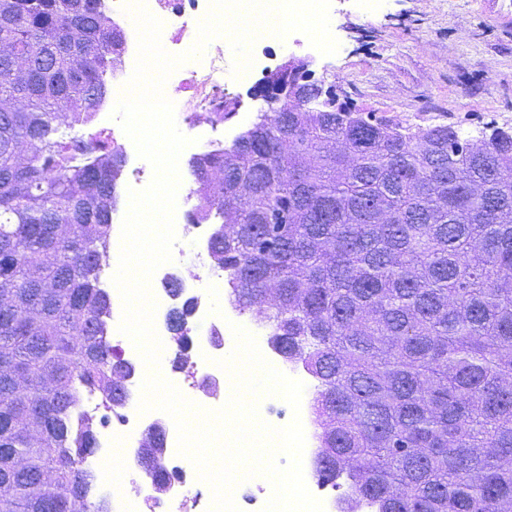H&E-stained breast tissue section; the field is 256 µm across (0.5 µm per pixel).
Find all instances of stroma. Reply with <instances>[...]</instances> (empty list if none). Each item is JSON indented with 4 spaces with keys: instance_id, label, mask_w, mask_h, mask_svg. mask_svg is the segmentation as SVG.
Listing matches in <instances>:
<instances>
[{
    "instance_id": "35a3bbf8",
    "label": "stroma",
    "mask_w": 512,
    "mask_h": 512,
    "mask_svg": "<svg viewBox=\"0 0 512 512\" xmlns=\"http://www.w3.org/2000/svg\"><path fill=\"white\" fill-rule=\"evenodd\" d=\"M330 32L338 50L325 57L303 45L253 43L252 55L267 60L248 79L234 75L236 55L225 48L224 95L239 110L208 138L226 139L243 114L267 110L252 91L289 56L311 59L314 81L378 119L466 136L512 127V29L486 16L481 0H333Z\"/></svg>"
}]
</instances>
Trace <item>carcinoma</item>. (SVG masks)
I'll return each instance as SVG.
<instances>
[{"label":"carcinoma","mask_w":512,"mask_h":512,"mask_svg":"<svg viewBox=\"0 0 512 512\" xmlns=\"http://www.w3.org/2000/svg\"><path fill=\"white\" fill-rule=\"evenodd\" d=\"M77 2L0 0V512H112L81 406L130 396L98 275L122 154L60 122L105 102L124 38ZM294 108L187 166L233 304L318 382L319 479L350 512H512V129L377 120L308 82Z\"/></svg>","instance_id":"1"}]
</instances>
